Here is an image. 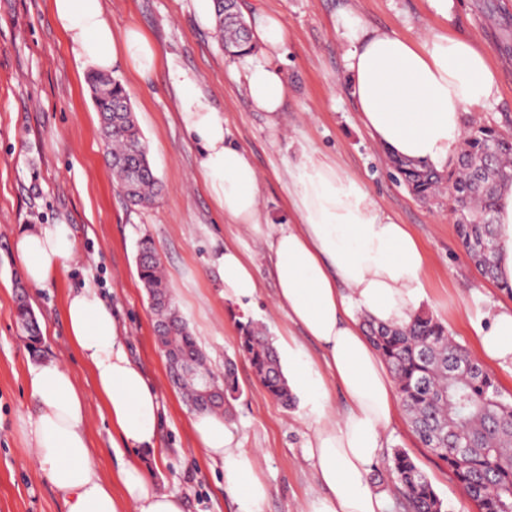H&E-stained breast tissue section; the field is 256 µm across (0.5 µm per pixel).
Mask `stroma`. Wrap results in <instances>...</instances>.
Masks as SVG:
<instances>
[{
	"instance_id": "1",
	"label": "stroma",
	"mask_w": 512,
	"mask_h": 512,
	"mask_svg": "<svg viewBox=\"0 0 512 512\" xmlns=\"http://www.w3.org/2000/svg\"><path fill=\"white\" fill-rule=\"evenodd\" d=\"M116 29L139 27L155 44L161 65L149 79L132 69L115 71L148 147L162 191L154 204L131 206L113 182L91 90L54 18L51 0H0V512H65L40 471L21 419L31 408L28 370L43 359L66 366L86 396L90 440L99 473L113 483L122 455L112 448V426L103 414L90 372L70 343L65 318L69 293L89 282L112 305L125 327L131 358L157 389L163 411L159 451L165 462L155 478L184 498L186 512H236L223 471L200 450L193 411L171 383L166 357L155 342V315L137 271V246L150 237L161 259L178 313L188 323L216 377L225 359L236 363L240 389L227 419L240 448L255 453L256 472L270 489L263 512H300L318 489L308 445L313 427L303 398L284 406L256 380L238 350V325H262L273 340L302 331L275 306L276 283L259 239L224 221L197 173L199 149L177 115L171 73L198 80L205 102L223 112L232 141L263 176L261 202L268 224H288L295 187L288 165L312 149L339 171L364 182L379 206L420 240L423 310L447 325L452 338L479 356L473 326L486 323L512 294L483 278L467 259L447 195L423 201L389 176V159L362 127L346 84L350 42L338 21L358 14L368 29L414 39L445 32L477 44L497 77L490 103L467 117L512 134V0H452L448 16L429 0H241L248 22L276 17L288 33L281 68L288 97L276 120L255 111L240 59L229 57L207 16L204 0H106ZM71 225L80 258L41 288L27 287L42 343L32 350L16 318L17 283L23 274L14 237L29 224ZM236 243L253 262L261 289L251 304L224 299L216 259ZM404 450L427 475L447 512L471 502L447 465L422 447L406 414L384 437L370 475L372 486L392 493L389 465Z\"/></svg>"
}]
</instances>
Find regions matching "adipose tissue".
<instances>
[{
    "label": "adipose tissue",
    "mask_w": 512,
    "mask_h": 512,
    "mask_svg": "<svg viewBox=\"0 0 512 512\" xmlns=\"http://www.w3.org/2000/svg\"><path fill=\"white\" fill-rule=\"evenodd\" d=\"M56 21L81 70L108 73L127 66L151 77L160 57L138 27L113 29L103 0H53ZM353 47L347 56L349 88L364 127L393 156L447 169L465 131L467 113L493 96L496 79L484 52L472 43L433 32L413 42L387 31H368L348 18ZM261 56H245L243 71L253 107L281 112L287 82L277 66L286 46L278 20L254 27ZM178 113L200 149L198 172L226 221L259 229V173L230 140L223 113L209 107L196 83L173 74ZM294 207L300 221L282 224L265 238L277 284V304L324 350L326 375L314 371L296 342H289L288 385L309 404L315 424L309 447L322 491L304 512H388L389 499L374 490L369 475L398 411L394 382L369 344L363 326L372 321L406 325L423 298L425 254L407 225L397 223L355 178L341 173L318 152H303L294 165ZM497 279L512 284V188L502 191L495 216ZM14 254L27 282L44 286L75 262L77 242L67 224H33L14 239ZM217 263L224 298L245 304L258 281L235 247ZM65 316L72 345L88 367L104 410L121 443L156 451L159 395L130 357L125 336L97 288L68 295ZM482 355L512 366V309L474 328ZM348 398L336 419L327 412V383ZM33 410L21 420L37 462L62 499L66 512H184L177 494L160 490L150 470L133 459L117 477L121 494L97 471L88 437L83 392L61 363L30 367ZM192 428L205 456L221 466L234 491L237 512H262L270 489L255 474V456L234 447L222 416L196 413Z\"/></svg>",
    "instance_id": "adipose-tissue-1"
}]
</instances>
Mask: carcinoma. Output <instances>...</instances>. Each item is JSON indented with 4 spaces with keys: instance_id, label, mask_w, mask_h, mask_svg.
<instances>
[{
    "instance_id": "obj_1",
    "label": "carcinoma",
    "mask_w": 512,
    "mask_h": 512,
    "mask_svg": "<svg viewBox=\"0 0 512 512\" xmlns=\"http://www.w3.org/2000/svg\"><path fill=\"white\" fill-rule=\"evenodd\" d=\"M212 15L226 53L240 56L251 48L250 30L237 0H214ZM89 86L100 114L106 162L121 193L133 205L151 202L158 195L159 181L125 89L118 79L102 75L90 76ZM391 168L398 181L424 199L440 185L448 186V202L460 213L456 227L465 255L482 276L495 277L494 210L498 195L512 187V136L490 126H473L452 169L438 171L395 158ZM138 270L156 315L159 347L172 339L184 358L206 364L173 305L148 237L139 242ZM16 315L30 343L38 344L39 328L23 290ZM367 333L393 374L399 401L421 445L448 466L479 512H512V397L504 396L496 377L426 312H416L404 327L370 324ZM238 348L266 392L290 405L293 396L272 338L253 322H242ZM211 379L224 395V410H229L238 393L234 369L225 367L221 384L216 376ZM181 391L196 411L216 407L194 389ZM391 472L400 512H443V502L407 452L395 451Z\"/></svg>"
}]
</instances>
